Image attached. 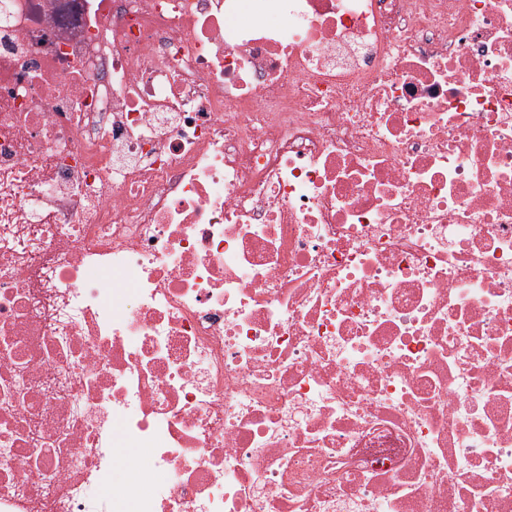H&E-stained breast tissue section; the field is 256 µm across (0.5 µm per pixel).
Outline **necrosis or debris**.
<instances>
[{
    "label": "necrosis or debris",
    "mask_w": 512,
    "mask_h": 512,
    "mask_svg": "<svg viewBox=\"0 0 512 512\" xmlns=\"http://www.w3.org/2000/svg\"><path fill=\"white\" fill-rule=\"evenodd\" d=\"M0 512H512V0H0Z\"/></svg>",
    "instance_id": "necrosis-or-debris-1"
}]
</instances>
